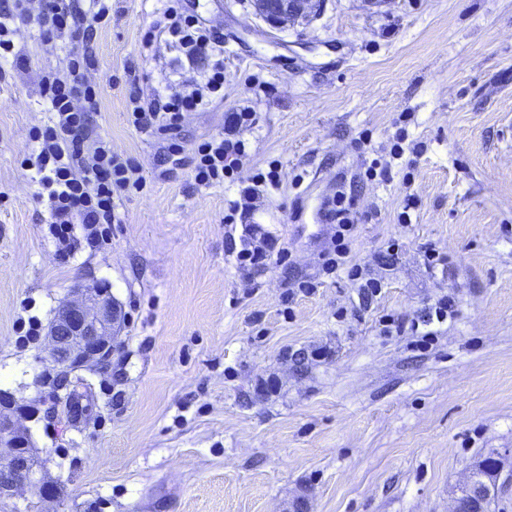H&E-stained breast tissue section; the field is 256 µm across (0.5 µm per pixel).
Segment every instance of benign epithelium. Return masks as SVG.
I'll return each instance as SVG.
<instances>
[{"label": "benign epithelium", "instance_id": "7a95c632", "mask_svg": "<svg viewBox=\"0 0 512 512\" xmlns=\"http://www.w3.org/2000/svg\"><path fill=\"white\" fill-rule=\"evenodd\" d=\"M310 0H258V14L273 26L307 12ZM122 322L120 307L107 288H93L80 300H66L47 328L49 354L59 368L54 396L71 385L72 371L90 361L111 354L115 333ZM9 402H0V447L8 449L0 461V498L32 488L40 499L54 498L51 484L39 476L38 460L28 435L14 417L5 411ZM490 493L489 483L469 474L454 500L453 512H459L460 498H480Z\"/></svg>", "mask_w": 512, "mask_h": 512}]
</instances>
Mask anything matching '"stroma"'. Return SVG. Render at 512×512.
Wrapping results in <instances>:
<instances>
[{
    "instance_id": "1",
    "label": "stroma",
    "mask_w": 512,
    "mask_h": 512,
    "mask_svg": "<svg viewBox=\"0 0 512 512\" xmlns=\"http://www.w3.org/2000/svg\"><path fill=\"white\" fill-rule=\"evenodd\" d=\"M189 6L224 32V99L190 117L184 149L251 102L241 177L276 161L282 182L248 223L288 259L238 268L236 187L197 186L128 124L129 75L163 82L164 59L140 49L156 0H112L91 74L95 123L146 184L106 244L78 224L62 253L25 160L51 121L40 70L65 48L36 53L22 24L32 66L0 80V392L33 410L20 424L59 496L24 490L0 512H452L487 453L512 472V0H313L276 29L254 0ZM402 127L424 151L366 178ZM342 180L374 215L351 252L382 283L367 302L321 267L334 229L319 207ZM391 240L394 263H375ZM430 248L446 264L429 267ZM79 286L110 289L123 322L111 355L72 376L89 408L75 423L53 413L47 340L27 329ZM447 296L428 344L386 331Z\"/></svg>"
}]
</instances>
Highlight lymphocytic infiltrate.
Segmentation results:
<instances>
[{"label":"lymphocytic infiltrate","instance_id":"1","mask_svg":"<svg viewBox=\"0 0 512 512\" xmlns=\"http://www.w3.org/2000/svg\"><path fill=\"white\" fill-rule=\"evenodd\" d=\"M111 10L110 0H0V62L11 69H23L29 63L28 54L16 50L14 43L22 23L37 22L42 45L59 40L71 44L64 68L41 73L40 94L52 118L50 125L36 131L38 147L27 160L48 193L50 230L66 248L78 224L87 245L98 246L106 225L117 223L119 206L143 183L135 163L113 154L109 138L94 126L99 92L89 75L98 64L97 31ZM141 48L148 54L161 48L174 52L173 77L163 89L149 92L131 81L128 122L146 138L162 140L164 161L177 163L188 117L208 111L224 96V33L188 9L184 0H164L162 18L145 28ZM257 123L252 107L231 108L224 114L222 131L199 142L191 159L197 185H237V197L228 202L224 216L228 224L245 219L264 193L281 183V170L273 165L257 173L251 184H237L247 158L242 135ZM320 216L323 223L336 228L330 247L322 253L324 273L345 272L358 282L364 298H372L380 292L381 282L366 277L363 267L350 259L359 220L354 188L338 184L335 193L323 200Z\"/></svg>","mask_w":512,"mask_h":512}]
</instances>
